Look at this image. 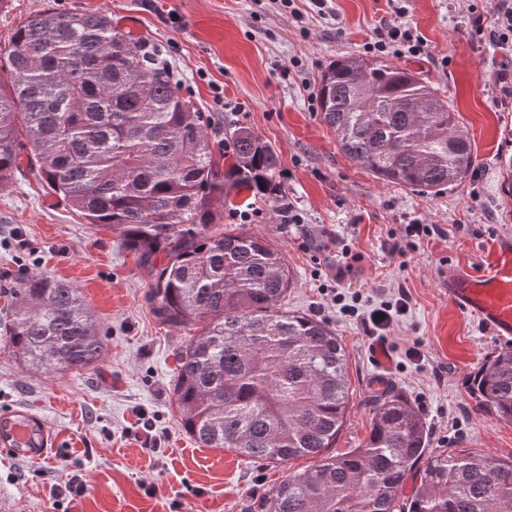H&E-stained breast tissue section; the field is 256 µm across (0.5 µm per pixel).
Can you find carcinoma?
I'll list each match as a JSON object with an SVG mask.
<instances>
[{
	"mask_svg": "<svg viewBox=\"0 0 512 512\" xmlns=\"http://www.w3.org/2000/svg\"><path fill=\"white\" fill-rule=\"evenodd\" d=\"M0 187L28 145L52 193L105 227L155 275L159 322L184 329L173 397L202 448L254 462L317 459L272 487L266 512H512V459L433 455L429 426L403 398L375 400L361 445L331 455L349 404L347 353L329 323L281 307L282 251L215 208L246 190L281 192L278 155L245 127L225 129L232 161L168 64L100 11L38 13L14 31L0 71ZM316 95L340 150L376 179L439 193L475 164L472 142L437 88L377 57L321 72ZM167 262L157 267V256ZM4 336L26 366L93 368L104 351L78 288L33 273L11 289ZM476 405L512 424V346L473 376ZM416 470L412 493L405 477Z\"/></svg>",
	"mask_w": 512,
	"mask_h": 512,
	"instance_id": "cac0c4a2",
	"label": "carcinoma"
}]
</instances>
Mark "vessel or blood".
Instances as JSON below:
<instances>
[{"instance_id":"vessel-or-blood-1","label":"vessel or blood","mask_w":512,"mask_h":512,"mask_svg":"<svg viewBox=\"0 0 512 512\" xmlns=\"http://www.w3.org/2000/svg\"><path fill=\"white\" fill-rule=\"evenodd\" d=\"M445 286L458 309L476 317L500 341H512V236L498 238L491 260L480 273L449 272ZM31 425L30 415H11L9 437L0 446L16 451L26 442Z\"/></svg>"}]
</instances>
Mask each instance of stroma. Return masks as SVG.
I'll return each mask as SVG.
<instances>
[{
  "instance_id": "stroma-1",
  "label": "stroma",
  "mask_w": 512,
  "mask_h": 512,
  "mask_svg": "<svg viewBox=\"0 0 512 512\" xmlns=\"http://www.w3.org/2000/svg\"><path fill=\"white\" fill-rule=\"evenodd\" d=\"M302 17L273 0H0V54L15 29L45 11H100L114 26L160 51L173 76L223 133L245 126L280 159L282 201L251 209L249 220L225 210L224 224L265 235L293 276L288 311L327 321L348 353L350 400L336 454L360 446L370 431L372 398L382 391L418 407L435 453L477 451L512 458V424L482 413L473 375L500 344L449 300L448 270L480 272L492 242L512 235V97L497 76L512 56L471 32L468 0H409L406 22L426 54L405 65L453 104L473 143V176L439 194L386 184L346 157L314 101L330 61L364 54L375 27L393 21L388 0H331L330 16ZM298 207L308 233L283 224L282 203ZM437 224L444 234L405 255L391 246L405 224ZM361 259L335 280V238ZM75 285L100 323L105 349L96 367L57 374L22 365L0 335V417L28 410L52 432L44 458L0 449V512H62L52 485L81 474L87 486L73 512H265L268 490L310 468L301 457L266 466L236 453L202 448L185 433L174 403L175 354L186 331L161 324L147 301L154 277L108 229L85 224L28 167L0 188V308L26 273ZM358 295L367 312L398 291L408 310L385 330L391 366L375 362L374 338L340 313L332 291ZM144 408L161 440L144 448L128 438Z\"/></svg>"
}]
</instances>
